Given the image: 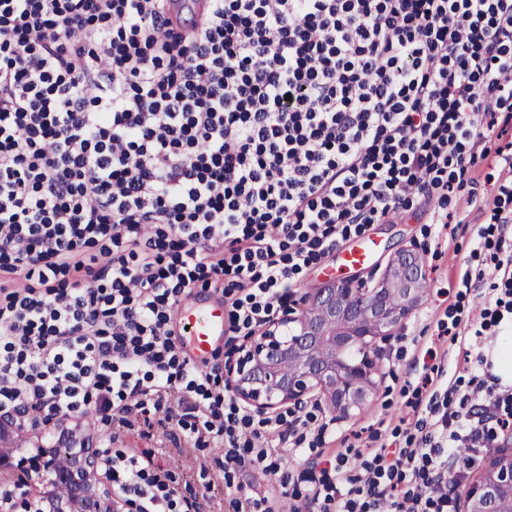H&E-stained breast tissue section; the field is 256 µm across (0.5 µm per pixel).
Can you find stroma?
<instances>
[{"mask_svg": "<svg viewBox=\"0 0 512 512\" xmlns=\"http://www.w3.org/2000/svg\"><path fill=\"white\" fill-rule=\"evenodd\" d=\"M459 212L466 219L448 234H440L437 225L428 221L429 207L415 206L391 224H372L365 233L345 242V249L372 246L368 264L359 267H342L338 253H331L321 263L310 267L300 278L299 293L319 287L327 272L339 278L381 275L390 258L403 248L417 247L427 259L428 291L421 305L413 311L402 331V342H391L378 363L377 389L373 398L352 418L337 423L336 435L323 447V458L333 459L345 453L348 446L364 448L370 431H379L383 438H390L404 409L405 399L401 387L415 381L419 372L418 361L437 332V322L455 300L456 284L469 265L476 246L474 232L488 224L487 213L460 206ZM117 447L149 448L155 461L168 470L183 496L206 497L210 512H232L230 498L223 484L214 480L217 459L221 452L215 448L194 450L188 448L184 435L177 429L142 424L124 428L117 433Z\"/></svg>", "mask_w": 512, "mask_h": 512, "instance_id": "1", "label": "stroma"}]
</instances>
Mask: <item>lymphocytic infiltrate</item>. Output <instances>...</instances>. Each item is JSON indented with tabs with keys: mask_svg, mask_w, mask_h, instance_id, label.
<instances>
[{
	"mask_svg": "<svg viewBox=\"0 0 512 512\" xmlns=\"http://www.w3.org/2000/svg\"><path fill=\"white\" fill-rule=\"evenodd\" d=\"M0 0V414L94 413L98 450L141 512H203L117 429L177 426L221 444V478L276 476L235 512H458L463 478L512 441V382L449 378L430 353L400 417L402 444L282 471L314 456L312 414L254 419L169 327L196 286L229 330L278 319L300 274L415 203L447 224L459 192L493 274L451 342L512 327V0ZM504 174L475 189L486 159Z\"/></svg>",
	"mask_w": 512,
	"mask_h": 512,
	"instance_id": "lymphocytic-infiltrate-1",
	"label": "lymphocytic infiltrate"
}]
</instances>
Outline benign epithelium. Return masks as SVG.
Here are the masks:
<instances>
[{
    "label": "benign epithelium",
    "mask_w": 512,
    "mask_h": 512,
    "mask_svg": "<svg viewBox=\"0 0 512 512\" xmlns=\"http://www.w3.org/2000/svg\"><path fill=\"white\" fill-rule=\"evenodd\" d=\"M426 259L405 248L372 288L330 279L301 297L280 321L251 336L226 368L235 399L266 413L320 393L333 417L351 416L373 396L383 345L400 335L426 293ZM95 437L66 429L15 459L0 448V473L19 471L35 492L0 497V512H126L100 474ZM465 512H512V448H500L468 491Z\"/></svg>",
    "instance_id": "1"
}]
</instances>
